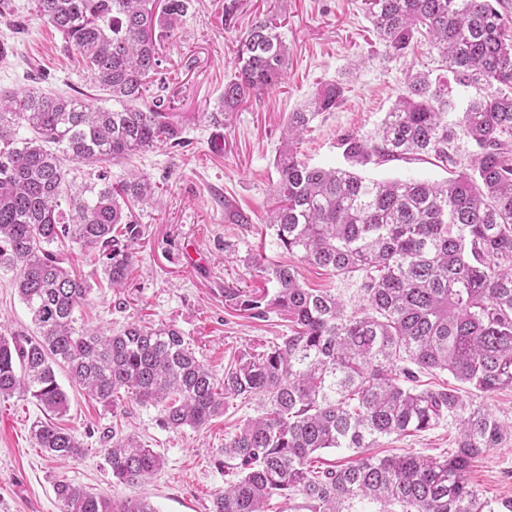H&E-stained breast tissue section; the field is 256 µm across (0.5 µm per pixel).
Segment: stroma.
Here are the masks:
<instances>
[{"label":"stroma","instance_id":"obj_1","mask_svg":"<svg viewBox=\"0 0 512 512\" xmlns=\"http://www.w3.org/2000/svg\"><path fill=\"white\" fill-rule=\"evenodd\" d=\"M360 3L240 0L237 20L228 27L224 0H189L177 35L161 47L158 71L173 97L181 144H164L137 158V167L159 188L156 203L135 212L142 235L125 287L112 290L104 279L94 284L77 313L79 326L117 330L135 319L175 324L197 357L220 375L255 340L288 333V320L279 312L255 319L224 300L228 286L274 292V284L255 275L253 257L293 265L308 287L332 289L348 306H356L354 283L283 251L265 222L288 115L304 105L317 82L348 78V93L340 107L314 121L299 144V157L311 166H338L343 162L339 134H374L408 74L438 66L436 54L425 44L392 61L377 57L378 44ZM271 10L282 19L288 43L285 82L223 115L219 101L234 73L232 50L255 20ZM1 42L10 52L0 59V92H80L95 105L110 106L109 96L93 87L78 64L76 51L37 19L33 0H11L0 15ZM363 174L430 181L450 176L425 162L402 161L371 165ZM234 211L246 213L249 223H233ZM12 279V272L0 271V315L9 331L34 333ZM57 379L70 405L61 424L80 438L84 454L72 462L48 458L30 435L32 423L43 417L35 400L18 393L0 397V512H62L53 489L58 480L118 502L145 496L157 512H212L214 498L230 480L218 464L219 450L225 437L253 416L254 403L229 402L203 428L172 432L159 426L155 408L125 396L123 414L114 416L72 383L65 370H58ZM116 431L136 434L164 459L162 470L141 487L112 478L104 450ZM456 441L457 428L447 422L423 433L380 439L372 453L449 456ZM467 477L486 499H512V436L473 458Z\"/></svg>","mask_w":512,"mask_h":512}]
</instances>
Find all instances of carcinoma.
<instances>
[{"label":"carcinoma","mask_w":512,"mask_h":512,"mask_svg":"<svg viewBox=\"0 0 512 512\" xmlns=\"http://www.w3.org/2000/svg\"><path fill=\"white\" fill-rule=\"evenodd\" d=\"M382 56L393 59L428 37L441 72L408 75L372 137L344 132L343 167H314L295 149L325 112L343 103L347 84L321 81L291 112L274 160L278 179L267 228L286 252L358 284L349 311L330 289L305 287L287 264L254 262L276 286L265 296L224 289L225 301L253 318L276 307L289 334L242 351L217 377L173 324L130 322L112 334L76 326L92 284L51 249L72 243L97 256L110 286L125 284L141 236L134 210L155 188L134 169L75 188L68 163L121 164L159 144H181L180 130L149 79L161 43L185 15L186 0H34L38 19L81 56L93 85L118 109L37 91L0 94V270L31 313L35 334L0 323V396L28 394L46 415L31 427L48 455L75 461L83 442L56 420L69 410L55 368L117 415L119 392L158 411L171 431L200 427L232 400L256 415L224 439L234 480L213 512H266L274 496L292 512H512L469 483L476 456L508 436L497 415L452 385L423 387L435 371L482 393L512 388V35L505 0H363ZM235 72L221 107L232 112L281 85L288 44L274 14L257 19L233 49ZM472 89L462 115L455 90ZM25 127L30 135L19 136ZM475 146L469 168L442 182L370 179L360 170L399 160L458 164V141ZM458 426L449 457L377 458L384 437ZM348 448L350 466L318 471L311 455ZM112 477L148 482L163 456L131 433L112 432L105 449ZM63 512H156L145 497L116 502L64 480L54 483Z\"/></svg>","instance_id":"1"}]
</instances>
